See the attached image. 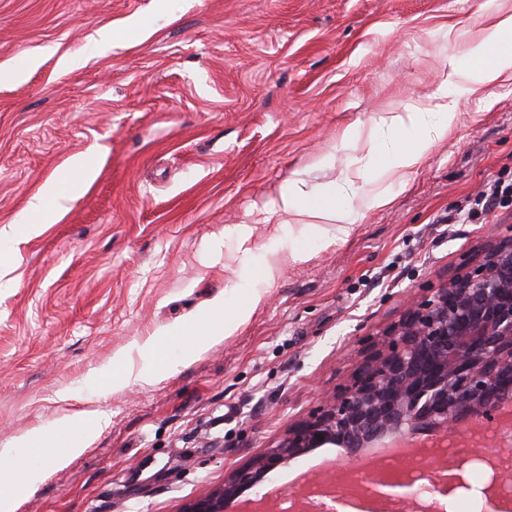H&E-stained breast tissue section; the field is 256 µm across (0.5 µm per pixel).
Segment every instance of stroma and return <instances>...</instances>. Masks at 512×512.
<instances>
[{
	"instance_id": "1",
	"label": "stroma",
	"mask_w": 512,
	"mask_h": 512,
	"mask_svg": "<svg viewBox=\"0 0 512 512\" xmlns=\"http://www.w3.org/2000/svg\"><path fill=\"white\" fill-rule=\"evenodd\" d=\"M498 11L512 0H0V446L14 471L39 474L14 512H182L349 385L407 294L432 297L512 227V206L448 221L512 171V71L478 89L467 66ZM449 68L447 139L389 172L414 137L389 117ZM76 155L95 179L14 235ZM294 176L335 194L348 234L281 223L271 204ZM295 250L307 261H289ZM257 291L192 361L174 336L154 385L103 390L116 351ZM93 410L107 425L64 465L19 445L36 430L64 446L62 420ZM352 468L321 448L277 486L305 475L346 491Z\"/></svg>"
}]
</instances>
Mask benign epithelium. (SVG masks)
I'll list each match as a JSON object with an SVG mask.
<instances>
[{"mask_svg": "<svg viewBox=\"0 0 512 512\" xmlns=\"http://www.w3.org/2000/svg\"><path fill=\"white\" fill-rule=\"evenodd\" d=\"M390 335L349 386L183 512H224L299 454L330 445L354 460L423 432L489 425L512 409V233L480 245L433 298L410 301Z\"/></svg>", "mask_w": 512, "mask_h": 512, "instance_id": "obj_1", "label": "benign epithelium"}]
</instances>
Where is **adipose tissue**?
Returning a JSON list of instances; mask_svg holds the SVG:
<instances>
[{"label": "adipose tissue", "mask_w": 512, "mask_h": 512, "mask_svg": "<svg viewBox=\"0 0 512 512\" xmlns=\"http://www.w3.org/2000/svg\"><path fill=\"white\" fill-rule=\"evenodd\" d=\"M455 112L456 105L449 102L447 94L437 92L400 119V126L415 128L419 135L410 144L399 146L393 151L391 169L404 171L416 168L431 146L447 138ZM69 169L70 176L48 183L39 194L31 198L27 206L28 220L19 225L20 233H33L38 225L49 223L61 210L63 202L80 194L96 176L94 169L79 155L72 157ZM276 210L286 216L291 224H332L340 234L348 230L347 214L337 205L334 197L321 201L310 200L308 193L296 180L288 181L282 188ZM249 313L250 309L246 306L226 312L223 302L218 301L201 312L192 325L177 326V335L192 338L184 353L185 359H192L202 350L218 343L224 334L233 332Z\"/></svg>", "instance_id": "adipose-tissue-1"}]
</instances>
